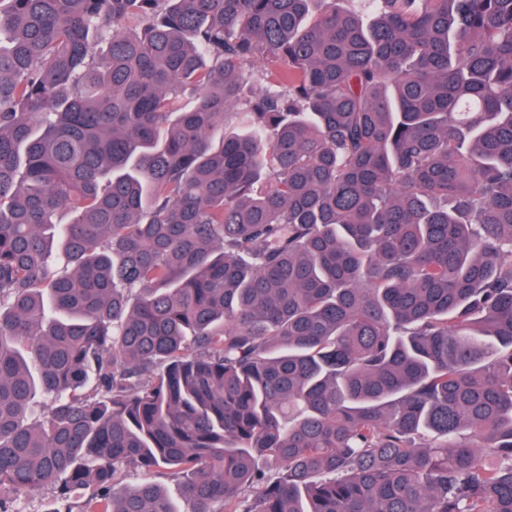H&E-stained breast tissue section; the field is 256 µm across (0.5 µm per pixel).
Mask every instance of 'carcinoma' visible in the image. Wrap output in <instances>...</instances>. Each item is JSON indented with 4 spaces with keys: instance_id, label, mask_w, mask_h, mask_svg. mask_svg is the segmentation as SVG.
<instances>
[{
    "instance_id": "cac0c4a2",
    "label": "carcinoma",
    "mask_w": 512,
    "mask_h": 512,
    "mask_svg": "<svg viewBox=\"0 0 512 512\" xmlns=\"http://www.w3.org/2000/svg\"><path fill=\"white\" fill-rule=\"evenodd\" d=\"M341 2L0 0V512H512V0Z\"/></svg>"
}]
</instances>
